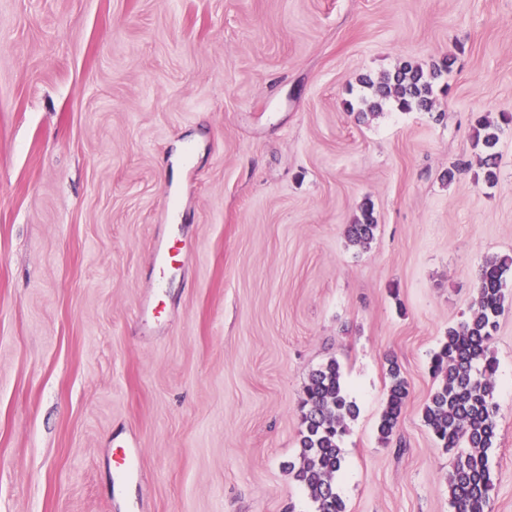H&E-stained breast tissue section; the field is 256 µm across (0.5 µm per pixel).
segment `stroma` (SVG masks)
<instances>
[{"label":"stroma","instance_id":"stroma-1","mask_svg":"<svg viewBox=\"0 0 512 512\" xmlns=\"http://www.w3.org/2000/svg\"><path fill=\"white\" fill-rule=\"evenodd\" d=\"M448 55L433 111L365 113L360 77ZM502 112L512 0H0V512H115L127 440L139 512H315L288 464L332 361L358 407L346 512H453L422 409L481 266L512 255V127L492 186L472 138ZM505 292L488 512H512ZM376 227L377 224H375L373 210L369 204H366L357 221L348 226V240L353 245L365 248L373 240ZM388 373L390 386L378 425L379 437L385 444L390 443L395 434L402 407L409 393L407 381L396 361H390ZM138 453L139 448L133 443L112 448L109 460V465L112 467L111 497L115 507L119 510L125 488L133 482L137 483L142 480L141 472L134 466Z\"/></svg>","mask_w":512,"mask_h":512}]
</instances>
